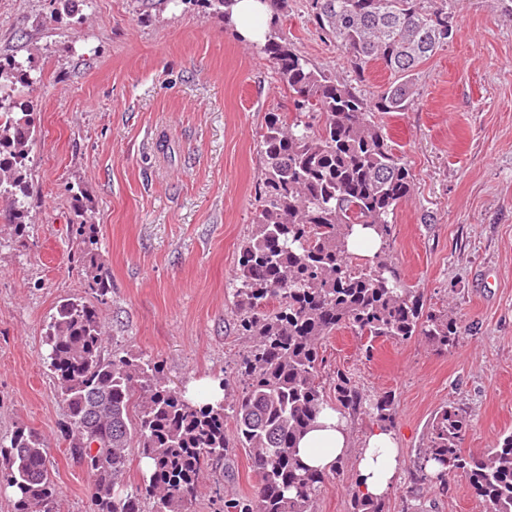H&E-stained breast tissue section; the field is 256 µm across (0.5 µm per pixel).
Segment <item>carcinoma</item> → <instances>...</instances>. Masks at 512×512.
Wrapping results in <instances>:
<instances>
[{
    "instance_id": "cac0c4a2",
    "label": "carcinoma",
    "mask_w": 512,
    "mask_h": 512,
    "mask_svg": "<svg viewBox=\"0 0 512 512\" xmlns=\"http://www.w3.org/2000/svg\"><path fill=\"white\" fill-rule=\"evenodd\" d=\"M229 18L235 0H196ZM271 33L259 52L288 88V109L270 112L260 135L265 167L254 230L240 250L234 312L251 346L242 356V391L214 405L168 387L151 360L108 356L97 304L112 293L97 253V225L81 218L80 261L96 303L66 300L45 332L46 359L65 408L62 425L72 457L92 476L95 512H187L200 474L247 451L257 476L253 498L236 512H314L327 475L307 468L296 444L329 405L319 379L321 341L340 328L373 341L423 336L438 349L456 346L462 334L446 312H424L420 294L392 268V217L410 192L412 173L369 112H399L415 94L413 72L448 45V11L441 0H306L316 26L350 58L356 76L372 62L397 80L368 105L356 88L336 82L295 50L280 25L287 0H271ZM41 74L13 56L0 55V217L16 237L25 235L31 205L36 117L28 100ZM373 227L382 246L362 264L352 261L351 226ZM336 406L364 412L393 427L390 394L369 398L336 372ZM235 431H224L225 412ZM468 419L451 404L435 414L419 471L439 468L436 480L450 490L461 472L490 512H512V434L481 456L460 443ZM152 461V471L131 492L123 490L128 449ZM0 489L15 498L14 512H59L54 481L40 435L17 429L0 444ZM352 512H387L383 499L355 495Z\"/></svg>"
}]
</instances>
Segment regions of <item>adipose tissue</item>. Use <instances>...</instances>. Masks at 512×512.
Here are the masks:
<instances>
[{"instance_id": "obj_1", "label": "adipose tissue", "mask_w": 512, "mask_h": 512, "mask_svg": "<svg viewBox=\"0 0 512 512\" xmlns=\"http://www.w3.org/2000/svg\"><path fill=\"white\" fill-rule=\"evenodd\" d=\"M271 15L269 0H235L231 25L242 40L262 43ZM296 452L305 466L321 473L352 459L356 487L366 497L386 496L400 479L401 460L394 433L377 427L353 440L347 421L331 407L324 408L314 428L298 442Z\"/></svg>"}]
</instances>
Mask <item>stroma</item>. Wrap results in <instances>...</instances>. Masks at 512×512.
Listing matches in <instances>:
<instances>
[{
    "mask_svg": "<svg viewBox=\"0 0 512 512\" xmlns=\"http://www.w3.org/2000/svg\"><path fill=\"white\" fill-rule=\"evenodd\" d=\"M453 41L421 64L413 102L375 112L414 174L390 237L392 265L426 311L462 325L456 347L381 338L364 356L347 328L324 340L325 388L337 371L366 395L391 394L402 477L388 512H483L462 476L450 491L418 480L435 413L465 410L464 453L512 432V0H446ZM296 50L374 100L393 80L347 54L288 0ZM33 59L38 135L29 234L0 223V441L20 427L43 439L60 512H93L87 469L61 435L64 405L47 366L46 324L66 299L91 301L78 260L77 209L98 231L112 295L99 308L107 352L152 359L170 387L219 379L237 394L248 347L234 314L239 250L252 230L267 112L287 107L271 64L220 15L182 0H91L80 17L54 0H0V54ZM243 449L201 479L189 512L254 496ZM351 462L317 494L315 512H350Z\"/></svg>",
    "mask_w": 512,
    "mask_h": 512,
    "instance_id": "obj_1",
    "label": "stroma"
}]
</instances>
